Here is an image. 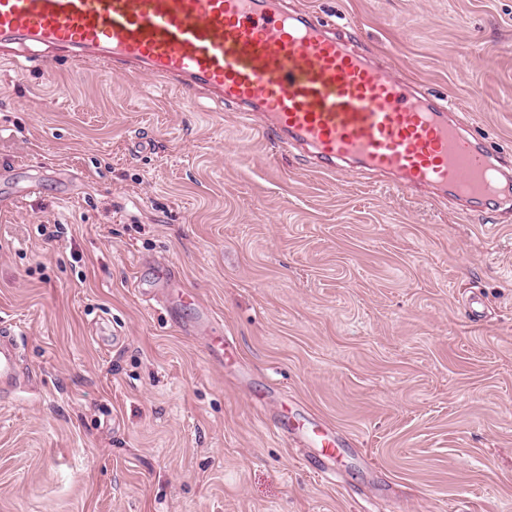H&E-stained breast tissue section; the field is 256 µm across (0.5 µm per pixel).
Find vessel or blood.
<instances>
[{
	"label": "vessel or blood",
	"instance_id": "vessel-or-blood-1",
	"mask_svg": "<svg viewBox=\"0 0 512 512\" xmlns=\"http://www.w3.org/2000/svg\"><path fill=\"white\" fill-rule=\"evenodd\" d=\"M0 41L53 46L74 65L93 59L190 97L245 105L275 142L306 146L328 172L355 162L474 204L508 190L487 147L447 105L281 0H0ZM17 349L1 329V391L17 385ZM233 356L227 337H211L213 362L225 367ZM270 426L291 446L320 449L314 474L335 478L345 441L310 420Z\"/></svg>",
	"mask_w": 512,
	"mask_h": 512
}]
</instances>
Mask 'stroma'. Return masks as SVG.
I'll list each match as a JSON object with an SVG mask.
<instances>
[{
    "mask_svg": "<svg viewBox=\"0 0 512 512\" xmlns=\"http://www.w3.org/2000/svg\"><path fill=\"white\" fill-rule=\"evenodd\" d=\"M288 5L512 168V0ZM63 59L0 42V512H512V208L323 173L235 106ZM165 270L194 305L166 312ZM272 386L351 441L334 482L252 407ZM17 337L8 330H0V390L12 391L17 385ZM233 356V343L226 336H210L209 357L213 362L225 367L231 363Z\"/></svg>",
    "mask_w": 512,
    "mask_h": 512,
    "instance_id": "35a3bbf8",
    "label": "stroma"
}]
</instances>
